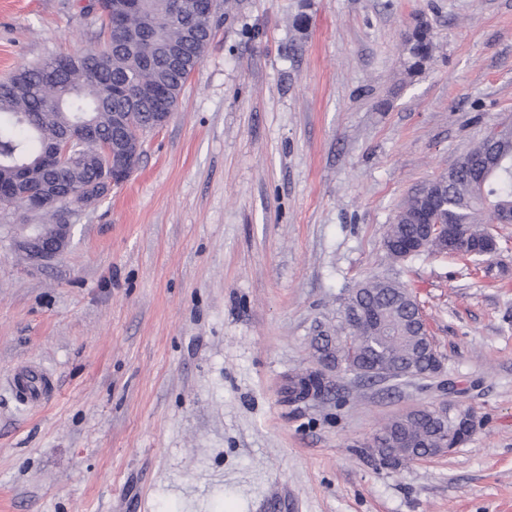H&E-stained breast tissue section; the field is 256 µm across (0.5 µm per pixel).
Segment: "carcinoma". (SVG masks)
<instances>
[{
  "instance_id": "cac0c4a2",
  "label": "carcinoma",
  "mask_w": 512,
  "mask_h": 512,
  "mask_svg": "<svg viewBox=\"0 0 512 512\" xmlns=\"http://www.w3.org/2000/svg\"><path fill=\"white\" fill-rule=\"evenodd\" d=\"M101 26L99 45L76 56L51 57L23 65L0 80V182L15 189V209L21 197L43 184L40 166L74 191L84 207L106 198L107 173L97 165L101 148L116 139L129 150L143 148L150 131L152 108L135 100L141 85L156 86L177 103L194 70L202 63L213 37V24L196 14L176 9V0H142L143 15H129L125 25L112 30V17L123 0H95ZM180 46L182 59L172 65L165 47ZM409 69L419 71L430 59L433 33L419 21L405 36ZM127 118L124 130L114 113ZM77 135L81 148L75 157L46 161L48 146ZM442 192L448 201V220L478 236L486 226L512 216V126L502 127L497 138L483 137L447 172L416 189L405 201L384 240L389 256H399L393 245L415 232L431 204L430 195ZM407 286L390 278H373L354 289L350 302L363 308L365 325L356 328L345 317L312 337L314 361L331 356L341 371L363 380H399L434 377L441 363L425 355L430 338L421 334L416 309L404 302ZM329 377L312 368L291 380L294 400H316L331 393ZM448 445L465 439L438 419L430 409H417L385 422L376 438L384 454L380 462L399 466L437 455L443 436Z\"/></svg>"
}]
</instances>
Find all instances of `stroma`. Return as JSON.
<instances>
[{
    "mask_svg": "<svg viewBox=\"0 0 512 512\" xmlns=\"http://www.w3.org/2000/svg\"><path fill=\"white\" fill-rule=\"evenodd\" d=\"M88 0H0V78L96 43ZM427 20L419 73L402 42ZM138 170L30 266L0 233V512H512V224L395 264L404 199L512 123V0H232ZM372 276L404 282L442 371L288 385ZM34 365L54 392L18 400ZM448 404L477 429L406 467L369 450ZM333 389L332 380L314 367L292 378L289 395L295 401L316 400L328 395Z\"/></svg>",
    "mask_w": 512,
    "mask_h": 512,
    "instance_id": "stroma-1",
    "label": "stroma"
}]
</instances>
